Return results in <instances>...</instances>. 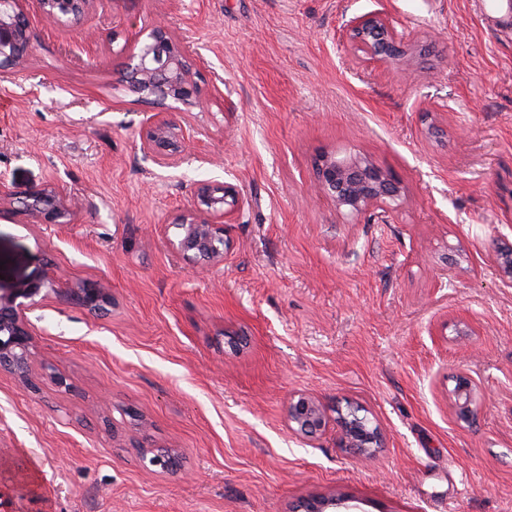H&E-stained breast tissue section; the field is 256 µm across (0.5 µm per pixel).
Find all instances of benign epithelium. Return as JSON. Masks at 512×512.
<instances>
[{
    "mask_svg": "<svg viewBox=\"0 0 512 512\" xmlns=\"http://www.w3.org/2000/svg\"><path fill=\"white\" fill-rule=\"evenodd\" d=\"M28 0H0V73L19 64L26 56L29 21L25 9ZM40 15L52 24L77 21L89 9L91 0H33ZM353 42L366 60L389 63L392 49L404 50L407 38L388 17L377 12L354 16L346 22ZM151 42L140 47L126 66V83L141 98L193 105L200 88L191 79L188 50L163 27L155 28ZM190 142L186 128L175 119L158 114L141 142L143 152L161 166L181 159ZM315 188L330 196L339 208L355 214L369 213L378 218L390 214L389 204L400 194V183L375 162L366 159L342 160L321 157L316 162ZM190 214L180 218L183 236L181 252L205 261L224 258V221L240 207L241 197L231 185L215 181L196 183L191 191ZM19 211L39 224H63L70 207L52 187L33 189L18 200ZM498 265L504 276L512 278V244L497 247ZM55 277L20 286L8 295L0 293V371L14 375L23 385L33 387L30 362L33 354L32 332L26 310L42 291L51 290ZM70 299L82 308L97 313L110 303L109 289L102 284L70 289ZM479 386L471 377H458L456 390L460 411L472 414L471 404ZM288 419L295 431L312 437L326 430V416L315 400L297 395L288 401ZM341 443L360 457L371 456L382 447L383 433L376 422L353 428L339 422ZM149 464L162 469L179 467V456L172 450L155 452Z\"/></svg>",
    "mask_w": 512,
    "mask_h": 512,
    "instance_id": "benign-epithelium-1",
    "label": "benign epithelium"
}]
</instances>
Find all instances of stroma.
I'll return each mask as SVG.
<instances>
[{
    "mask_svg": "<svg viewBox=\"0 0 512 512\" xmlns=\"http://www.w3.org/2000/svg\"><path fill=\"white\" fill-rule=\"evenodd\" d=\"M410 33L362 63L346 21ZM30 50L0 79V292L57 277L26 312L33 378L0 372V491L15 512H512V0H93L77 23L29 11ZM192 56V142L161 167L141 141L161 107L123 80L155 26ZM367 158L402 193L388 223L316 194L320 156ZM200 181L235 186L224 259L176 249ZM78 203L35 224L17 199ZM103 283L91 313L65 289ZM481 397L459 417L454 389ZM65 385H56V377ZM306 394L329 421L288 426ZM352 403L384 444L340 442ZM170 448L180 466L144 465ZM19 198V211L39 224H64L71 215L64 198L52 187L33 189ZM457 379L459 380L456 390L458 406L460 411L465 412L469 417L473 412L471 404L479 391V386L467 375H461Z\"/></svg>",
    "mask_w": 512,
    "mask_h": 512,
    "instance_id": "obj_1",
    "label": "stroma"
}]
</instances>
